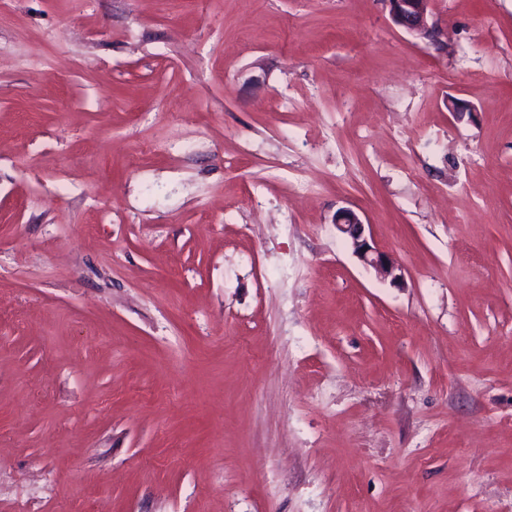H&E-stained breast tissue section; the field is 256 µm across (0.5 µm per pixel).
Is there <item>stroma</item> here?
Segmentation results:
<instances>
[{
  "label": "stroma",
  "mask_w": 512,
  "mask_h": 512,
  "mask_svg": "<svg viewBox=\"0 0 512 512\" xmlns=\"http://www.w3.org/2000/svg\"><path fill=\"white\" fill-rule=\"evenodd\" d=\"M433 12L0 0V512H512V0ZM395 24L408 34L420 39L437 42L440 35L433 19L432 0H385ZM335 224L357 258L371 266L384 280L390 278L392 284H400L403 278L402 267L374 246L371 238L365 234V224L355 212L340 210L336 214Z\"/></svg>",
  "instance_id": "35a3bbf8"
}]
</instances>
